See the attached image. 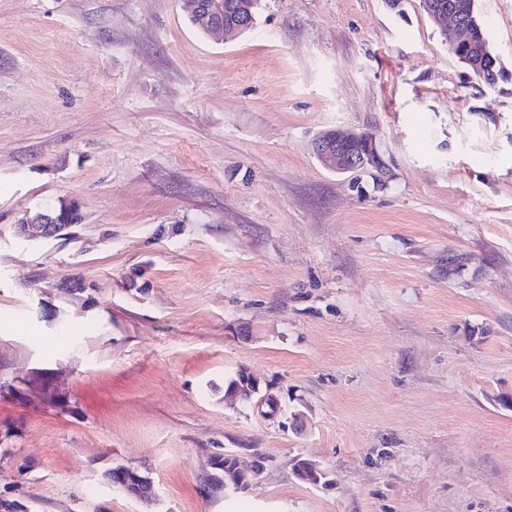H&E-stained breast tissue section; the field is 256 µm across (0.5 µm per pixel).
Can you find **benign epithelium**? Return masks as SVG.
<instances>
[{
  "label": "benign epithelium",
  "mask_w": 512,
  "mask_h": 512,
  "mask_svg": "<svg viewBox=\"0 0 512 512\" xmlns=\"http://www.w3.org/2000/svg\"><path fill=\"white\" fill-rule=\"evenodd\" d=\"M420 4L428 17L442 25L443 31L450 34L451 52L460 58V62L468 65L480 75L494 71L497 61L473 50L470 26L461 20V15L436 5L432 0H420ZM191 11L196 15L198 22L208 28L211 34L226 35L230 30L239 29L237 25L225 24L224 15L215 11L203 0H191ZM316 151L326 164L338 172L367 167L378 168L382 163L375 140L363 132L345 134L338 130H329L319 137ZM65 214L68 219L66 224L54 219L53 214L45 212L21 225L20 231L24 237L30 240H39L60 236L73 226L82 223L83 215L77 202H66ZM295 472L304 475L307 482L317 483L321 479V472L308 460L297 461Z\"/></svg>",
  "instance_id": "7a95c632"
}]
</instances>
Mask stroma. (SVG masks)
I'll return each instance as SVG.
<instances>
[{"instance_id":"35a3bbf8","label":"stroma","mask_w":512,"mask_h":512,"mask_svg":"<svg viewBox=\"0 0 512 512\" xmlns=\"http://www.w3.org/2000/svg\"><path fill=\"white\" fill-rule=\"evenodd\" d=\"M475 6L492 86L419 0H263L228 41L183 0H0V498L512 512V0ZM336 128L383 169L324 166ZM61 200L71 236H21ZM227 450L259 475L204 495ZM257 392V381L246 369H239L224 380V395H236L240 391ZM241 397V393L236 395ZM105 477L112 485L119 484L127 486L129 491L136 494H139L143 490L144 483L148 480V476L141 470L126 465L113 467L108 470Z\"/></svg>"}]
</instances>
